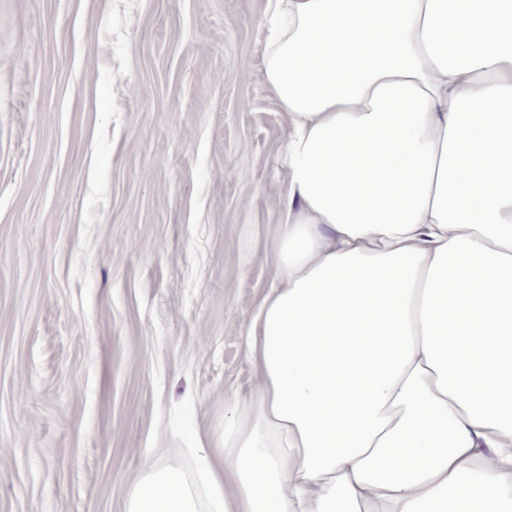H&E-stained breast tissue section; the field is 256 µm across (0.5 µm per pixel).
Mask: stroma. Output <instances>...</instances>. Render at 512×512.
Wrapping results in <instances>:
<instances>
[{
  "instance_id": "35a3bbf8",
  "label": "stroma",
  "mask_w": 512,
  "mask_h": 512,
  "mask_svg": "<svg viewBox=\"0 0 512 512\" xmlns=\"http://www.w3.org/2000/svg\"><path fill=\"white\" fill-rule=\"evenodd\" d=\"M266 2L0 0V512H125L253 384Z\"/></svg>"
}]
</instances>
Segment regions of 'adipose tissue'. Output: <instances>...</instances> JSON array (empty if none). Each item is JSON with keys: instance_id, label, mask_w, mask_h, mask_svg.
<instances>
[{"instance_id": "obj_1", "label": "adipose tissue", "mask_w": 512, "mask_h": 512, "mask_svg": "<svg viewBox=\"0 0 512 512\" xmlns=\"http://www.w3.org/2000/svg\"><path fill=\"white\" fill-rule=\"evenodd\" d=\"M255 384L126 512H512V0H267Z\"/></svg>"}]
</instances>
